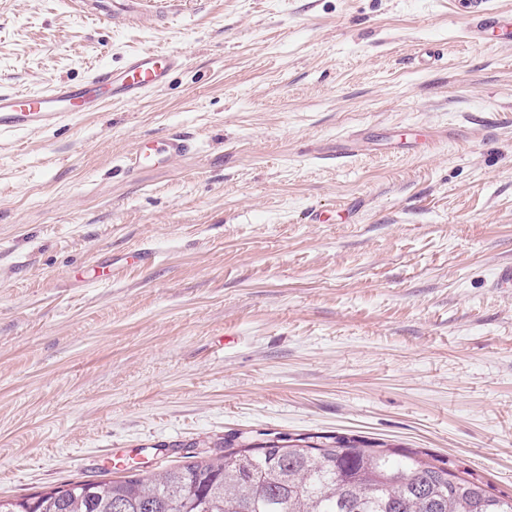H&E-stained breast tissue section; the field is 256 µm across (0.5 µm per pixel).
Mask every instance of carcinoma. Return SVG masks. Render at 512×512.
I'll list each match as a JSON object with an SVG mask.
<instances>
[{
	"label": "carcinoma",
	"mask_w": 512,
	"mask_h": 512,
	"mask_svg": "<svg viewBox=\"0 0 512 512\" xmlns=\"http://www.w3.org/2000/svg\"><path fill=\"white\" fill-rule=\"evenodd\" d=\"M0 512H512L447 460L359 437L226 438L182 465L73 482Z\"/></svg>",
	"instance_id": "1"
}]
</instances>
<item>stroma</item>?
I'll use <instances>...</instances> for the list:
<instances>
[{
	"label": "stroma",
	"mask_w": 512,
	"mask_h": 512,
	"mask_svg": "<svg viewBox=\"0 0 512 512\" xmlns=\"http://www.w3.org/2000/svg\"><path fill=\"white\" fill-rule=\"evenodd\" d=\"M465 31L456 0H182L149 25L0 0L2 91L185 57L138 101L0 134L1 498L261 433L423 450L512 496V42ZM174 131L195 150L124 170ZM153 254L149 250H136L130 254H125L120 258L99 263L95 268V278L98 280H111L120 268L129 265H145L152 261Z\"/></svg>",
	"instance_id": "1"
}]
</instances>
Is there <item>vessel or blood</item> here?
Wrapping results in <instances>:
<instances>
[{"mask_svg":"<svg viewBox=\"0 0 512 512\" xmlns=\"http://www.w3.org/2000/svg\"><path fill=\"white\" fill-rule=\"evenodd\" d=\"M173 0H112L111 5H100V14H122L126 18L146 21L162 17ZM467 30L471 41L486 45L489 34L505 38L512 35V14L489 8L488 0H470ZM183 62L182 56L171 51H155L132 56L119 70H100L84 82L54 83L42 92L0 91V132L44 130L60 124L64 119L90 111L102 99L121 97L137 100L161 88L169 73ZM192 144L187 135L172 133L160 140H141L127 155L126 167L134 172L146 160L158 158L173 161L187 154ZM149 250H137L121 257L99 263L95 269L98 280H109L120 268L145 265L152 261Z\"/></svg>","mask_w":512,"mask_h":512,"instance_id":"1","label":"vessel or blood"}]
</instances>
